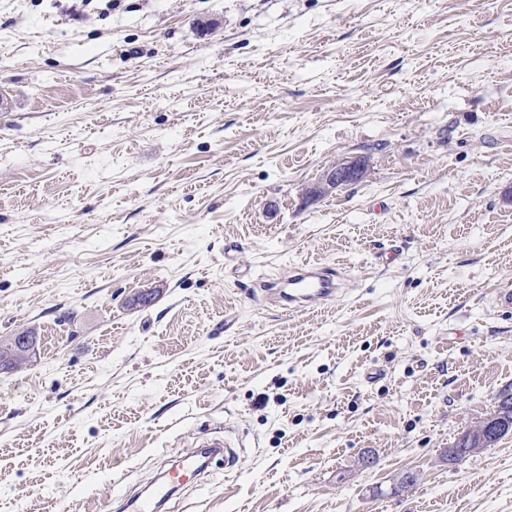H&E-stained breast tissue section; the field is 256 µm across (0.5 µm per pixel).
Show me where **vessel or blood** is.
Masks as SVG:
<instances>
[{
    "mask_svg": "<svg viewBox=\"0 0 512 512\" xmlns=\"http://www.w3.org/2000/svg\"><path fill=\"white\" fill-rule=\"evenodd\" d=\"M338 291L330 268L302 264L289 271L286 288L275 289L274 296L301 310L331 301ZM187 471L198 473L196 461H188L186 470L178 469L167 474L149 493L128 500V507L133 512H161L166 502L179 490L182 476Z\"/></svg>",
    "mask_w": 512,
    "mask_h": 512,
    "instance_id": "1",
    "label": "vessel or blood"
}]
</instances>
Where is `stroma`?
<instances>
[{
	"label": "stroma",
	"instance_id": "35a3bbf8",
	"mask_svg": "<svg viewBox=\"0 0 512 512\" xmlns=\"http://www.w3.org/2000/svg\"><path fill=\"white\" fill-rule=\"evenodd\" d=\"M509 283L512 0H0V512H512ZM364 174L365 166L359 157L339 162L323 174L321 182L313 192L325 194L331 190L346 187L360 181ZM286 288H276L272 294L276 299L288 302L295 309L325 304L338 293L334 274L329 267L302 264L293 267L284 282ZM508 396L510 398H508L503 403L498 404L497 407L499 412L505 418V421L510 423V427L512 429V397L510 395ZM505 403L506 405H504ZM498 410L496 408L492 413H490L489 416L485 418L483 422V434L477 444L476 440L482 427L481 424L476 425L474 428L468 429L461 433L460 436L455 440L456 442L454 441L455 444L451 446V448H463L465 441H467V439H471L473 445L476 444V446L474 448H469L468 454L475 456L483 449L491 447L498 440H500L507 433V428L503 429L502 427L499 428L497 426L496 421L498 417ZM201 468L197 466V459L187 462L186 469H178L170 472L162 480L158 481L154 488L147 494L138 496L126 501L123 509L132 508L135 512H158L161 511L166 502L179 490L184 473L191 472L197 475Z\"/></svg>",
	"mask_w": 512,
	"mask_h": 512
}]
</instances>
